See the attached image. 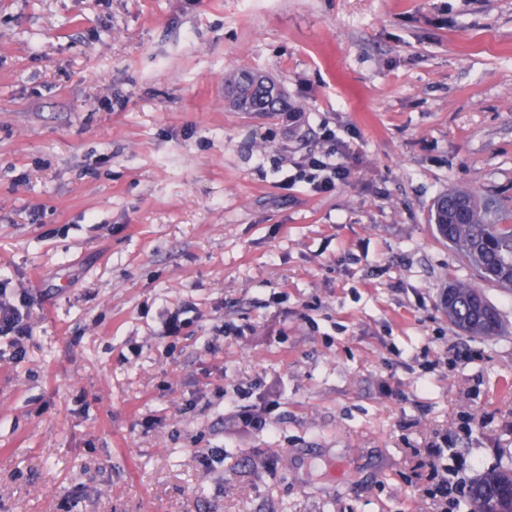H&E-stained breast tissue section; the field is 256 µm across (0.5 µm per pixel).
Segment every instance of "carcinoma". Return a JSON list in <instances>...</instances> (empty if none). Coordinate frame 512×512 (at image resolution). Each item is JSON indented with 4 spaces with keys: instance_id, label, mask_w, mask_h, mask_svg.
<instances>
[{
    "instance_id": "obj_1",
    "label": "carcinoma",
    "mask_w": 512,
    "mask_h": 512,
    "mask_svg": "<svg viewBox=\"0 0 512 512\" xmlns=\"http://www.w3.org/2000/svg\"><path fill=\"white\" fill-rule=\"evenodd\" d=\"M250 71L224 78V98L235 112H265L270 116L294 111L293 104L275 83L256 86L248 81ZM503 214L491 217L481 199L470 191H450L435 204L434 224L440 239L448 242L480 272L481 278L501 288L512 289V224ZM453 305L449 323L472 336L499 332L498 311L482 289L468 282L451 285Z\"/></svg>"
}]
</instances>
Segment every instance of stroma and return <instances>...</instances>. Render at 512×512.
<instances>
[{"mask_svg":"<svg viewBox=\"0 0 512 512\" xmlns=\"http://www.w3.org/2000/svg\"><path fill=\"white\" fill-rule=\"evenodd\" d=\"M237 69L296 122L227 109ZM456 187L512 218V0H0V512H434L512 467V292L435 239ZM323 138L327 142H334L327 151L318 155L305 156L299 162L300 179L310 184L317 192H327L336 188L337 185L345 183L351 176V169L342 159L344 158L345 146L336 141V134L325 131ZM309 174H306V171ZM453 297V305L448 312L449 323L458 330L472 336H492L499 332L501 320L498 311L486 299L482 289L468 282H457L446 292ZM486 304L483 316L476 317V303ZM25 300V293H20L19 296L8 295L6 287L0 289V335L12 336L13 344L16 346V356L23 352L20 345L21 340L30 334L29 327L23 323L24 318L21 311Z\"/></svg>","mask_w":512,"mask_h":512,"instance_id":"1","label":"stroma"}]
</instances>
